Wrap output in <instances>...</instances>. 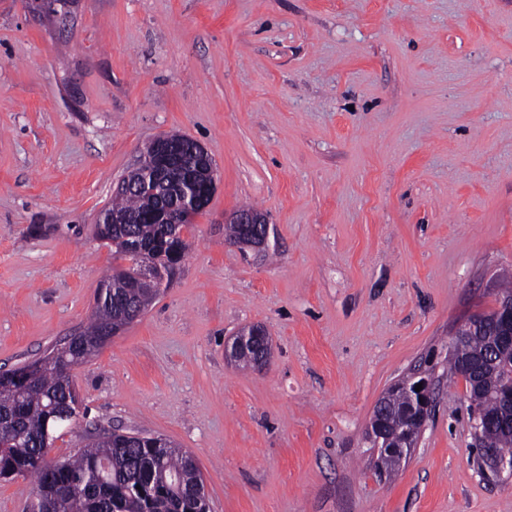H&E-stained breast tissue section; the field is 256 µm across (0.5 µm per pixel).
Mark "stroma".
Wrapping results in <instances>:
<instances>
[{
    "instance_id": "obj_1",
    "label": "stroma",
    "mask_w": 512,
    "mask_h": 512,
    "mask_svg": "<svg viewBox=\"0 0 512 512\" xmlns=\"http://www.w3.org/2000/svg\"><path fill=\"white\" fill-rule=\"evenodd\" d=\"M171 133L216 192L154 305L73 369L85 412L51 457L165 437L211 512H512L445 363L512 282V0H0V371L87 324L114 264L99 213ZM246 205L265 250L224 238ZM251 323L260 371L224 356ZM431 352L435 414L378 477L367 423Z\"/></svg>"
}]
</instances>
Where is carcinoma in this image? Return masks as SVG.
<instances>
[{
	"instance_id": "obj_1",
	"label": "carcinoma",
	"mask_w": 512,
	"mask_h": 512,
	"mask_svg": "<svg viewBox=\"0 0 512 512\" xmlns=\"http://www.w3.org/2000/svg\"><path fill=\"white\" fill-rule=\"evenodd\" d=\"M192 164L193 156L187 155L180 167L168 171V193L176 192L183 171ZM156 206V199L139 190L118 191L104 219L117 214L131 223L95 225L96 238L112 248L113 259L123 261V278L112 273L100 280L92 321L73 340L100 343L109 327L126 319L128 310L146 309L158 298L162 280L139 281L148 261L159 259L169 280L176 274L190 248L183 235L188 225L155 223L148 213ZM125 238L151 248V253L142 256L124 250ZM495 343L492 331H477L456 345L448 365L454 375L463 366L480 368L465 379L471 414L488 420L482 427L479 450L492 448L512 458V430L500 426L501 406L496 397L497 389L512 381V358L498 356L497 363L485 365V355ZM83 361L76 346L27 363L28 371L20 380L16 369L0 372V479L35 477L45 512H197L190 489L200 471L192 455L167 447L153 436L103 432L73 457L48 459L45 436L52 437L57 428L71 424L68 410L80 404L72 370ZM385 395L383 427L401 431L408 420L407 400L400 393L387 391Z\"/></svg>"
}]
</instances>
